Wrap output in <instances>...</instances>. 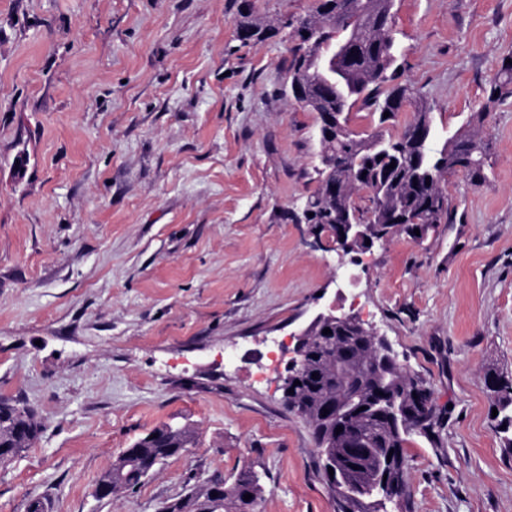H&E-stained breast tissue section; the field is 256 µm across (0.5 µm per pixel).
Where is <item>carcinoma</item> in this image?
I'll use <instances>...</instances> for the list:
<instances>
[{
    "label": "carcinoma",
    "instance_id": "cac0c4a2",
    "mask_svg": "<svg viewBox=\"0 0 512 512\" xmlns=\"http://www.w3.org/2000/svg\"><path fill=\"white\" fill-rule=\"evenodd\" d=\"M394 0H314L311 13L302 18L312 34L294 31L297 44L292 48L288 78L300 83L295 102L316 113L319 137V180L304 208L316 214L320 223L313 230L332 229L336 211L355 210L352 195L356 190L370 194L371 206L358 210L359 219L368 224H384L387 232L398 229L391 224L394 215L410 212L426 234L437 224L448 221L447 176L463 171L474 183L485 179V156L468 135H456L448 146L434 155L428 148L432 136L430 112L422 98L406 85L387 86L392 80L389 69L395 62L391 36ZM243 23L263 42L277 37L282 27L255 15H243ZM348 43L349 55L330 69L323 64L336 58V47ZM491 92L505 95L512 84V64L503 62L494 76ZM415 105L414 118L403 130L388 134L383 130L359 133L348 127L346 113L356 104L378 115L383 125L396 118L406 103ZM389 116H384V113ZM396 167L389 168L390 164ZM325 340L318 358L309 360L300 384L286 394L290 410L310 427L324 456H333L349 482H369L378 471L390 469L389 451L403 448L413 433L428 439L438 438L445 414L431 409L422 420L399 416L389 418L367 408L351 416L345 431L336 433L335 414L324 410L336 408L337 389L347 385L351 392L367 401L375 386L403 390L416 386L430 389L419 375L410 374L393 362L380 363L370 340L355 337ZM501 423L512 425V378L493 392ZM42 425L30 409L17 414V406L0 401V455L14 448H29L38 439ZM156 437H151V434ZM350 437L365 456L348 457L345 437ZM194 440L186 428L176 435L152 430L132 443L127 453L113 461L114 490L135 489L156 461L179 455V448ZM263 492L261 475L243 468L232 480L224 481V496L210 497L208 488L193 486L184 493L186 505L208 500L209 512H255ZM250 494L252 498L244 499ZM336 512H387L382 501L368 500L353 508L348 500L334 493Z\"/></svg>",
    "mask_w": 512,
    "mask_h": 512
}]
</instances>
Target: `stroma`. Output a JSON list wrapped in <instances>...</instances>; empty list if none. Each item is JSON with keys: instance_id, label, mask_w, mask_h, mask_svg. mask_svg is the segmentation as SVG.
Masks as SVG:
<instances>
[{"instance_id": "stroma-1", "label": "stroma", "mask_w": 512, "mask_h": 512, "mask_svg": "<svg viewBox=\"0 0 512 512\" xmlns=\"http://www.w3.org/2000/svg\"><path fill=\"white\" fill-rule=\"evenodd\" d=\"M0 0V399L43 430L0 465V512H159L188 485L258 471L256 512H335L289 411L295 335L356 316L448 417L408 438L411 512H512V429L484 373L512 375V0H395L396 80L433 151L476 134L485 181L449 179V220L351 253L294 214L316 187V115L284 93L278 39L242 43V2ZM194 451L111 499L94 488L153 429Z\"/></svg>"}]
</instances>
